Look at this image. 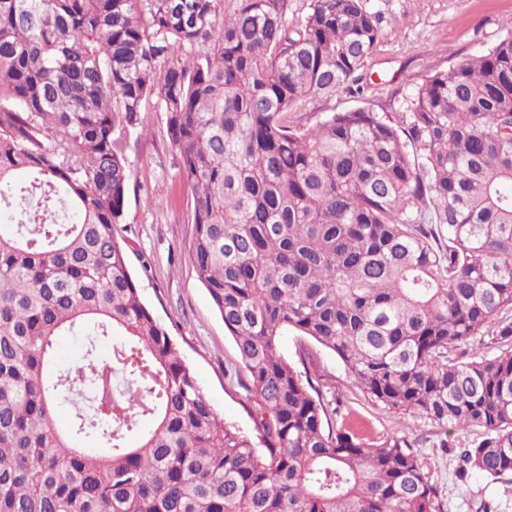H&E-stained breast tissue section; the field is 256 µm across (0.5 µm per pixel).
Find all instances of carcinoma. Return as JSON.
I'll use <instances>...</instances> for the list:
<instances>
[{"label": "carcinoma", "instance_id": "cac0c4a2", "mask_svg": "<svg viewBox=\"0 0 512 512\" xmlns=\"http://www.w3.org/2000/svg\"><path fill=\"white\" fill-rule=\"evenodd\" d=\"M0 0V512H437L404 438L329 425L280 353L333 351L383 409L475 428L512 490V34L396 120L305 106L359 83L367 0ZM154 100L193 192L189 257L255 436L224 422L130 271L122 139ZM497 321L511 349L452 351ZM84 362L55 367L64 333ZM109 336L110 361L98 355ZM68 405L67 428L55 410ZM140 419L153 426L128 442ZM111 449L100 456L95 446Z\"/></svg>", "mask_w": 512, "mask_h": 512}]
</instances>
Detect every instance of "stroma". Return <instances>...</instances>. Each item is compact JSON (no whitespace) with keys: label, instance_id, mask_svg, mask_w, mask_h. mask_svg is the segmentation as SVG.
Instances as JSON below:
<instances>
[{"label":"stroma","instance_id":"35a3bbf8","mask_svg":"<svg viewBox=\"0 0 512 512\" xmlns=\"http://www.w3.org/2000/svg\"><path fill=\"white\" fill-rule=\"evenodd\" d=\"M382 18L383 39L369 58L361 91L340 90L312 101L310 111L381 110L409 96L426 75L445 70L512 34V0H368ZM166 117L148 102L124 149L130 168L124 234L132 274L144 301L167 327L206 398L225 422L252 433L244 398L226 378L238 365L235 343L207 289L197 280L188 246L193 236L192 191L180 182L178 155L167 139ZM281 353L308 378L331 422H346L372 442L407 439L436 489L439 512H512V497L478 473L459 478L460 453L479 438L474 429H444L419 416H400L371 402L345 363L307 337L288 332Z\"/></svg>","mask_w":512,"mask_h":512}]
</instances>
